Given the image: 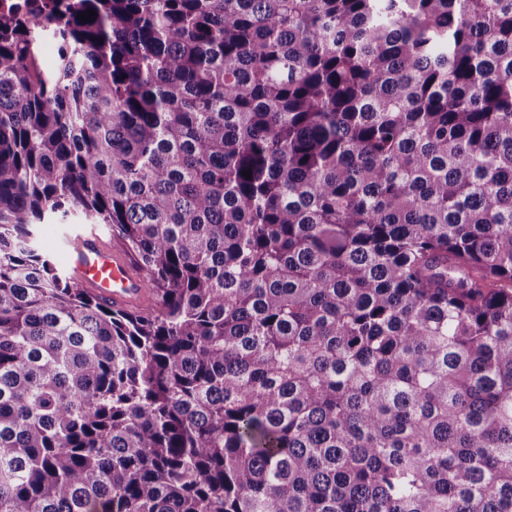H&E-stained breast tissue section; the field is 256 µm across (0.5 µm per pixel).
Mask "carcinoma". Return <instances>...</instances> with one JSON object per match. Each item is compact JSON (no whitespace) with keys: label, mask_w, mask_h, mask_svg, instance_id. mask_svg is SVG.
Returning <instances> with one entry per match:
<instances>
[{"label":"carcinoma","mask_w":512,"mask_h":512,"mask_svg":"<svg viewBox=\"0 0 512 512\" xmlns=\"http://www.w3.org/2000/svg\"><path fill=\"white\" fill-rule=\"evenodd\" d=\"M0 512H512V0L1 8ZM96 225L98 233L105 240L125 246L119 237L112 234L111 229ZM91 227L92 224H82L78 218H73L71 224L45 221L37 226V243L60 271L74 275L91 293L126 306L123 308L137 306L144 293V275L131 263L139 266L135 255L126 246L127 252L111 247L95 228L84 235ZM77 237L70 251L72 273L66 261L67 252L70 242Z\"/></svg>","instance_id":"1"}]
</instances>
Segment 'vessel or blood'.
Instances as JSON below:
<instances>
[{"instance_id": "vessel-or-blood-1", "label": "vessel or blood", "mask_w": 512, "mask_h": 512, "mask_svg": "<svg viewBox=\"0 0 512 512\" xmlns=\"http://www.w3.org/2000/svg\"><path fill=\"white\" fill-rule=\"evenodd\" d=\"M75 279L91 293L120 306H135L144 293V276L126 251L111 247L97 232L79 237L70 251Z\"/></svg>"}]
</instances>
